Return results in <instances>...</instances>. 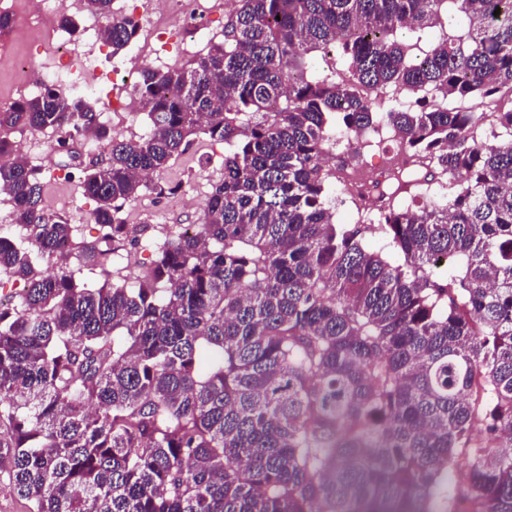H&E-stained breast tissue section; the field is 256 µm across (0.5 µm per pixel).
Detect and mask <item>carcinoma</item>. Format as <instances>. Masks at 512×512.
<instances>
[{
  "label": "carcinoma",
  "mask_w": 512,
  "mask_h": 512,
  "mask_svg": "<svg viewBox=\"0 0 512 512\" xmlns=\"http://www.w3.org/2000/svg\"><path fill=\"white\" fill-rule=\"evenodd\" d=\"M234 2L206 53L140 71L135 139L59 84L0 106L23 231H0V289L25 283L0 305V472L30 512H433L467 448L449 512H512V0ZM135 34L111 17L112 54ZM313 52L345 73L306 77ZM388 88L416 96L381 117L422 166L383 223L338 224L330 129L370 127ZM65 109L108 154L75 165L95 241L11 138ZM201 135L227 147L201 223L163 228L133 288L77 283L70 258L138 244L125 205L172 193L144 178Z\"/></svg>",
  "instance_id": "obj_1"
}]
</instances>
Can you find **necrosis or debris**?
Returning a JSON list of instances; mask_svg holds the SVG:
<instances>
[{"instance_id":"1","label":"necrosis or debris","mask_w":512,"mask_h":512,"mask_svg":"<svg viewBox=\"0 0 512 512\" xmlns=\"http://www.w3.org/2000/svg\"><path fill=\"white\" fill-rule=\"evenodd\" d=\"M78 0H55L51 11H44L41 0H0V14L14 18L34 19L45 28L55 53L50 67L44 68L34 61H20L19 67L25 77L20 88L21 94H31L44 85L66 79L74 95L80 98L100 100L103 111L127 112L132 106L131 97H112L104 95L107 85H130L132 70L127 60L113 59L106 70L93 73L88 65L82 64L83 56L89 55L92 48H105L107 40L103 26L90 22L80 34H66L59 24L61 15H71L78 11ZM160 19H151L142 13L138 0H117L115 16H138L144 30L145 42L153 43V58H160L169 48H176L182 54H192L199 41L220 35L224 20L219 12L212 8L209 0H159ZM340 157L344 161V185L354 193L364 195L368 204L367 221L380 223L396 191L393 179L397 175L412 171L416 163L405 151H398L378 164L373 173H366L359 165L356 155L362 145L361 139L351 133L339 135Z\"/></svg>"}]
</instances>
